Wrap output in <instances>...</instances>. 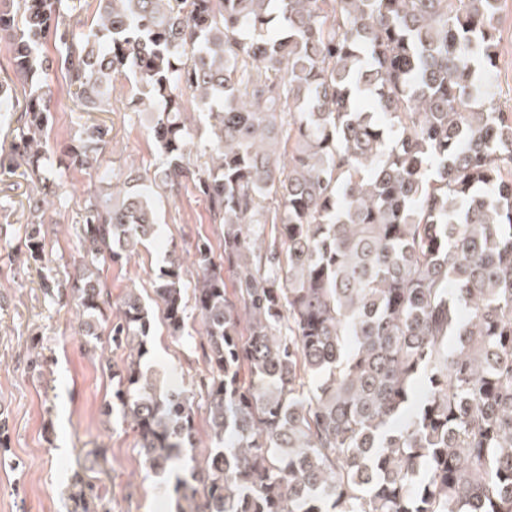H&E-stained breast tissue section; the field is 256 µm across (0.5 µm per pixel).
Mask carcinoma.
I'll list each match as a JSON object with an SVG mask.
<instances>
[{"label": "carcinoma", "mask_w": 512, "mask_h": 512, "mask_svg": "<svg viewBox=\"0 0 512 512\" xmlns=\"http://www.w3.org/2000/svg\"><path fill=\"white\" fill-rule=\"evenodd\" d=\"M0 47L28 87L11 169L39 187L25 250L45 256L66 205L48 149L42 49L79 112L129 111L163 156L152 183H191L223 250L195 244L193 308L207 375L165 390L142 368L152 318L131 289L111 316L101 267L137 253L151 198L84 204L68 284L80 331L128 350L104 413L136 432L149 469L211 447L182 512H512V111L494 98L501 0H11ZM191 96L201 127L188 115ZM210 163L191 161L198 130ZM89 118L67 166L97 170ZM183 337L182 262L153 280ZM231 433L236 442L224 445Z\"/></svg>", "instance_id": "carcinoma-1"}]
</instances>
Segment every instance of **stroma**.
Masks as SVG:
<instances>
[{
    "mask_svg": "<svg viewBox=\"0 0 512 512\" xmlns=\"http://www.w3.org/2000/svg\"><path fill=\"white\" fill-rule=\"evenodd\" d=\"M47 76L56 91L49 145L59 160L86 115L61 94L60 73L52 68ZM130 91L125 77L114 79L112 109L100 115L110 129L106 172L64 171L70 199L46 214L47 261L29 262L23 255L32 187L19 176L0 173V420L8 437L7 451H0V512H81L79 491L91 512H175L177 507L171 486L145 467L130 426L101 414L112 396V372L123 367L126 350L102 335L96 341L98 356H89L86 337L75 331L76 304L41 285L47 275L67 278L79 264L88 192H111L130 171L151 172L159 163L144 119L126 107ZM153 199L156 239L139 246L131 259L102 269L113 299L132 288L143 299L152 298L155 274L173 250L183 262L184 288L192 290L196 241L206 237L212 245L220 243V227L211 223L207 204L193 186L175 193L157 189ZM150 314L154 326L145 367L171 387L203 377L207 364L196 314H189L186 333L178 340L169 336L161 308L151 307ZM101 448L108 460L105 476L92 466ZM78 475L84 480L79 488L74 485Z\"/></svg>",
    "mask_w": 512,
    "mask_h": 512,
    "instance_id": "35a3bbf8",
    "label": "stroma"
}]
</instances>
